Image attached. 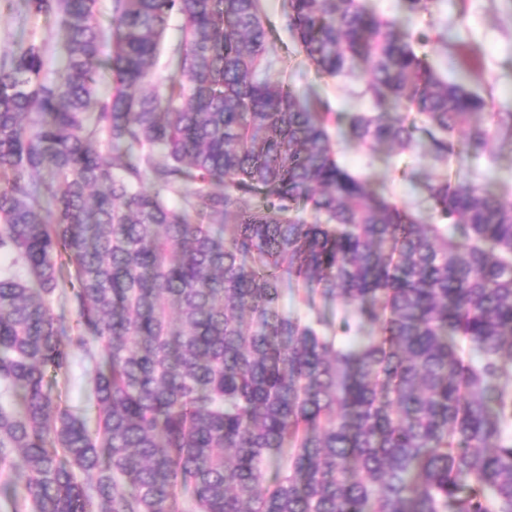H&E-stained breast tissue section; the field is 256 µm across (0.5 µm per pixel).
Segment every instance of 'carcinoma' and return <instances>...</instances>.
Masks as SVG:
<instances>
[{
  "mask_svg": "<svg viewBox=\"0 0 512 512\" xmlns=\"http://www.w3.org/2000/svg\"><path fill=\"white\" fill-rule=\"evenodd\" d=\"M25 6L66 61L0 57L7 512H512V199L460 173L492 139L473 119L512 112L365 0L283 3L294 55L364 78L347 113L272 79L261 0H111L106 27L98 0ZM332 123L446 167L438 223L340 165ZM77 353L92 419L53 390Z\"/></svg>",
  "mask_w": 512,
  "mask_h": 512,
  "instance_id": "carcinoma-1",
  "label": "carcinoma"
}]
</instances>
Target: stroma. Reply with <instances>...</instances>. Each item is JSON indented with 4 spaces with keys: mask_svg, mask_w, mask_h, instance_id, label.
<instances>
[{
    "mask_svg": "<svg viewBox=\"0 0 512 512\" xmlns=\"http://www.w3.org/2000/svg\"><path fill=\"white\" fill-rule=\"evenodd\" d=\"M382 18L408 17L414 36L425 38L429 59L445 78L466 79L479 92H492L498 106L512 110V0H430L427 10L405 15L403 0H371ZM263 10L274 28L269 58L274 72H284L301 94L316 93L332 107L348 112H367L368 98L362 83L318 77L312 65L290 57L294 39L283 15V0H262ZM47 41L46 76H54L64 62V34L54 20L26 12L24 0L0 12V54L31 41ZM336 155L352 174L385 188L392 199L420 217H427L424 193L405 181L402 170L420 180L434 176L438 167L424 149L386 156L335 139ZM466 167L476 181L494 180L512 193V135L500 133L490 150L470 157Z\"/></svg>",
    "mask_w": 512,
    "mask_h": 512,
    "instance_id": "obj_1",
    "label": "stroma"
}]
</instances>
